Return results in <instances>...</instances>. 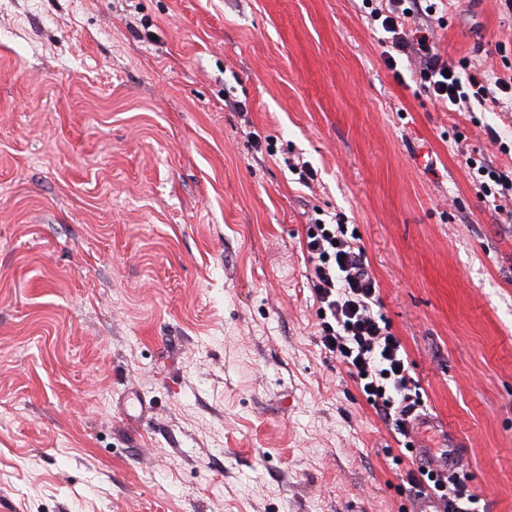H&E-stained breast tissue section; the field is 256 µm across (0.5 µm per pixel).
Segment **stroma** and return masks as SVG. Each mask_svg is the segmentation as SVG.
Instances as JSON below:
<instances>
[{"mask_svg": "<svg viewBox=\"0 0 512 512\" xmlns=\"http://www.w3.org/2000/svg\"><path fill=\"white\" fill-rule=\"evenodd\" d=\"M447 3L436 49L511 69L500 0ZM379 5L0 0V512H415L319 342V220L360 232L418 458L512 512V199L466 165L512 172V108L434 104Z\"/></svg>", "mask_w": 512, "mask_h": 512, "instance_id": "1", "label": "stroma"}]
</instances>
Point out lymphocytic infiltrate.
Listing matches in <instances>:
<instances>
[{
	"mask_svg": "<svg viewBox=\"0 0 512 512\" xmlns=\"http://www.w3.org/2000/svg\"><path fill=\"white\" fill-rule=\"evenodd\" d=\"M432 0H388L373 21L388 33L392 53H415L419 73L435 104L442 108L470 102L512 104V74L474 70L463 75L435 51L430 28H411L418 16H433ZM308 281L318 303V333L326 353L344 363L369 406L401 434L423 408L417 380L401 341L377 308L378 283L367 262L357 231L345 224H312L305 244ZM406 479L417 496L432 499L437 512H480L479 497L458 473L414 463Z\"/></svg>",
	"mask_w": 512,
	"mask_h": 512,
	"instance_id": "obj_1",
	"label": "lymphocytic infiltrate"
}]
</instances>
